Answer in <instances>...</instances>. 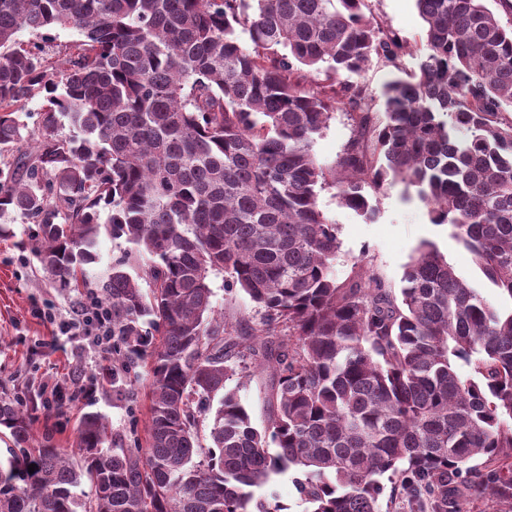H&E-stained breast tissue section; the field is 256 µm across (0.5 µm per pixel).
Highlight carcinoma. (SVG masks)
Wrapping results in <instances>:
<instances>
[{"label":"carcinoma","instance_id":"cac0c4a2","mask_svg":"<svg viewBox=\"0 0 512 512\" xmlns=\"http://www.w3.org/2000/svg\"><path fill=\"white\" fill-rule=\"evenodd\" d=\"M415 2L417 70L378 109L363 73L404 72L409 51L365 0H0V236L6 218L37 225L61 288L101 237L129 243L103 283L112 385L139 366L150 380L134 448H103L90 413L80 454L28 449L26 413L0 399L21 446L0 465V512H281L257 491L287 471L309 512H467L476 494L512 512V308L430 240L397 288L361 260L337 282L319 206L333 188L372 222L385 189L413 190L512 302V27L486 0ZM51 29L81 36L58 69L17 39ZM339 110L351 136L327 167L314 146ZM222 273L262 311L245 333L213 304ZM258 369L261 429L238 395Z\"/></svg>","mask_w":512,"mask_h":512}]
</instances>
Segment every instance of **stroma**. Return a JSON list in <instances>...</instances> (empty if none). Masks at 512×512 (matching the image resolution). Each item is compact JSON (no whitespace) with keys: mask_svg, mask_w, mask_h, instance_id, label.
I'll return each mask as SVG.
<instances>
[{"mask_svg":"<svg viewBox=\"0 0 512 512\" xmlns=\"http://www.w3.org/2000/svg\"><path fill=\"white\" fill-rule=\"evenodd\" d=\"M369 9L408 43H416L423 22L415 0H369ZM319 205L338 227L340 249L333 267L344 281L354 262L364 260L391 285H399L404 267L423 240L434 241L457 274L467 280L492 305L501 298L477 277L470 252L450 236L447 227L431 224L425 205L402 186L387 189L378 199L379 217L367 222L339 205L333 190L321 192ZM34 225L15 221L9 235L0 237V397L26 404L31 418V447L74 449L82 418L96 412L105 416L108 430L125 435L131 421L147 417L149 381L139 378L123 385L97 389L87 399L70 402L41 390L42 383L71 392L78 375H93L109 364L98 356L89 337L65 331L63 324L83 293L100 292V274L120 259L128 248L124 240L103 238L100 260L89 265L78 287L63 291L43 272L36 256ZM214 304L227 319L259 322L261 313L248 295L224 286L223 275L211 278ZM49 305L55 322L36 316V308Z\"/></svg>","mask_w":512,"mask_h":512,"instance_id":"1","label":"stroma"}]
</instances>
